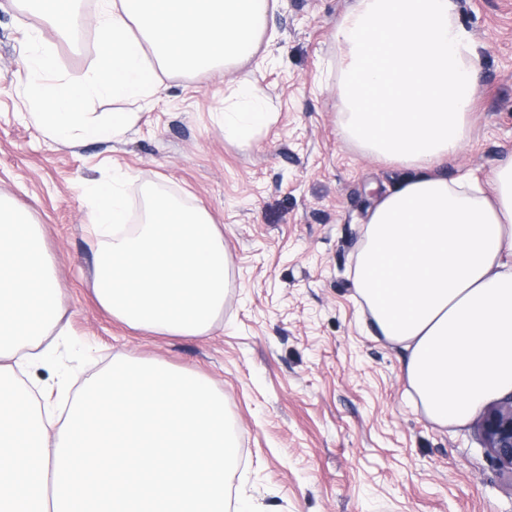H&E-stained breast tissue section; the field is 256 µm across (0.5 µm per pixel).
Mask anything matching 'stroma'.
Returning a JSON list of instances; mask_svg holds the SVG:
<instances>
[{"label":"stroma","mask_w":512,"mask_h":512,"mask_svg":"<svg viewBox=\"0 0 512 512\" xmlns=\"http://www.w3.org/2000/svg\"><path fill=\"white\" fill-rule=\"evenodd\" d=\"M102 3L81 0L70 40L24 0H0V194L41 224L65 306L53 357L29 379L60 411L120 356L208 378L237 444L231 501L256 512H512V476L474 423L441 427L408 403L405 353L377 336L356 299L362 220L403 169L340 128L332 32L352 0H278L251 56L201 73L158 69L145 102L92 98L94 120L140 119L121 140L63 146L31 119L26 62L43 39L60 75L93 76L90 19ZM455 17L481 68L469 135L441 169L483 181L512 160V0H455ZM249 73L271 118L241 146L225 138L220 114ZM109 167L134 175L132 223L143 221L150 181L207 210L223 235L224 312L210 335L133 329L97 304L102 242L84 188Z\"/></svg>","instance_id":"stroma-1"}]
</instances>
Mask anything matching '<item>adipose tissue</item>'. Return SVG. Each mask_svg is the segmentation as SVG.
Wrapping results in <instances>:
<instances>
[{
  "mask_svg": "<svg viewBox=\"0 0 512 512\" xmlns=\"http://www.w3.org/2000/svg\"><path fill=\"white\" fill-rule=\"evenodd\" d=\"M270 0H106L94 78L27 61L34 122L56 142L117 140L138 121H89L87 100H144L157 70L205 72L253 51ZM453 0H354L336 26L343 134L408 168L363 225L354 286L380 336L408 353L405 393L439 426H462L512 392V161L485 195L437 168L457 154L480 70ZM225 138L248 144L269 121L265 91L242 79ZM63 295L38 225L0 198V512H226L234 445L224 396L192 372L118 359L65 415L19 380L51 359Z\"/></svg>",
  "mask_w": 512,
  "mask_h": 512,
  "instance_id": "obj_1",
  "label": "adipose tissue"
}]
</instances>
